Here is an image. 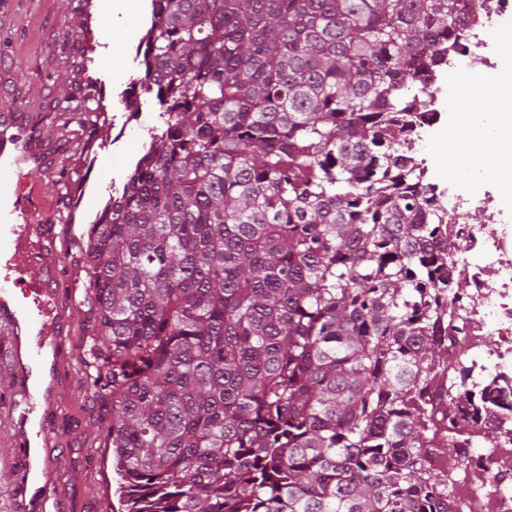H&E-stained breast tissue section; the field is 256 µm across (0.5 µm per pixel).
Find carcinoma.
Here are the masks:
<instances>
[{
  "instance_id": "1",
  "label": "carcinoma",
  "mask_w": 512,
  "mask_h": 512,
  "mask_svg": "<svg viewBox=\"0 0 512 512\" xmlns=\"http://www.w3.org/2000/svg\"><path fill=\"white\" fill-rule=\"evenodd\" d=\"M477 2L152 0L160 125L85 231L126 512H448L461 283L410 117Z\"/></svg>"
}]
</instances>
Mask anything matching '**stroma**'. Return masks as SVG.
Returning a JSON list of instances; mask_svg holds the SVG:
<instances>
[{"mask_svg":"<svg viewBox=\"0 0 512 512\" xmlns=\"http://www.w3.org/2000/svg\"><path fill=\"white\" fill-rule=\"evenodd\" d=\"M125 24L122 17L100 14L89 0H0V106L38 140V163H23L20 170L34 179L74 285L63 365L67 381L51 411L66 512L119 509L107 446L111 415L92 395L85 367L92 322L81 251L83 231L122 187L159 122L151 101L142 102L135 115L125 106L141 73L139 47L151 16L139 17L129 40L117 36ZM89 81L102 111L78 131L55 106Z\"/></svg>","mask_w":512,"mask_h":512,"instance_id":"obj_1","label":"stroma"}]
</instances>
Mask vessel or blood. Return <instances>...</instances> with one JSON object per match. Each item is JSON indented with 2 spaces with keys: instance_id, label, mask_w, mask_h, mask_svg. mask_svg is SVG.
Instances as JSON below:
<instances>
[{
  "instance_id": "obj_1",
  "label": "vessel or blood",
  "mask_w": 512,
  "mask_h": 512,
  "mask_svg": "<svg viewBox=\"0 0 512 512\" xmlns=\"http://www.w3.org/2000/svg\"><path fill=\"white\" fill-rule=\"evenodd\" d=\"M14 127L12 120L0 121V198L11 199L13 215L0 223V324L10 330L16 389L8 417L16 453L10 475L18 496H29L33 512H59L50 408L63 383L59 348L65 325L55 282L60 258L52 245L53 225L38 218L39 193L8 159L20 141Z\"/></svg>"
}]
</instances>
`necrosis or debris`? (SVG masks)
Segmentation results:
<instances>
[{
  "label": "necrosis or debris",
  "mask_w": 512,
  "mask_h": 512,
  "mask_svg": "<svg viewBox=\"0 0 512 512\" xmlns=\"http://www.w3.org/2000/svg\"><path fill=\"white\" fill-rule=\"evenodd\" d=\"M462 33L432 83L468 78L476 57L489 75L503 70L495 43L512 34V0H483L481 10L465 15ZM436 204L455 244L448 255L450 277L464 284L448 311V415L459 418L466 410L456 395L491 391L500 396L504 426L490 445L482 427L460 433L455 451L436 463L448 472L452 512H512V213L490 191L472 185L438 191ZM475 210L481 214L477 224L467 219Z\"/></svg>",
  "instance_id": "1"
}]
</instances>
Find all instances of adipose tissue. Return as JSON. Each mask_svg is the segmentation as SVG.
<instances>
[{"mask_svg":"<svg viewBox=\"0 0 512 512\" xmlns=\"http://www.w3.org/2000/svg\"><path fill=\"white\" fill-rule=\"evenodd\" d=\"M443 153L451 177L482 175L493 180L505 203H512V74L490 86L454 82Z\"/></svg>","mask_w":512,"mask_h":512,"instance_id":"obj_1","label":"adipose tissue"}]
</instances>
